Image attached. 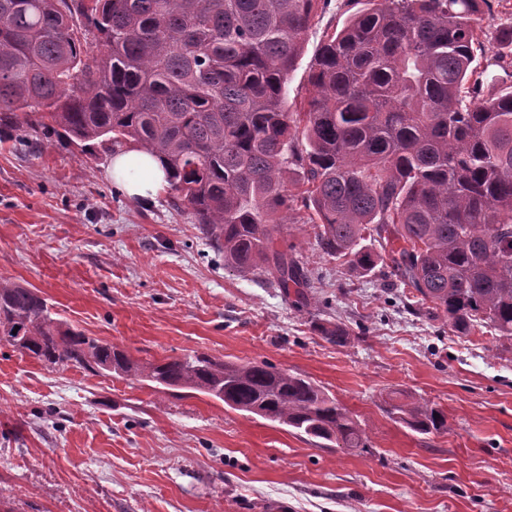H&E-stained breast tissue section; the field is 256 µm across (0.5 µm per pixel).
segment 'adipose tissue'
<instances>
[{
	"label": "adipose tissue",
	"instance_id": "adipose-tissue-1",
	"mask_svg": "<svg viewBox=\"0 0 512 512\" xmlns=\"http://www.w3.org/2000/svg\"><path fill=\"white\" fill-rule=\"evenodd\" d=\"M107 175L129 197L143 203L155 201L167 185L159 159L135 147L116 152Z\"/></svg>",
	"mask_w": 512,
	"mask_h": 512
}]
</instances>
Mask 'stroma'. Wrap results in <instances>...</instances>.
I'll use <instances>...</instances> for the list:
<instances>
[{"mask_svg": "<svg viewBox=\"0 0 512 512\" xmlns=\"http://www.w3.org/2000/svg\"><path fill=\"white\" fill-rule=\"evenodd\" d=\"M328 0L289 75L299 105L320 42L350 15ZM112 148L0 132V278L32 288L65 325L142 361L193 351L264 361L325 388L368 436L320 448L291 428L205 394L58 370L0 345V512H512V342L468 335L422 310L386 264L360 276L324 255L290 211L278 237L312 277L297 306L224 266L189 208L164 190L127 197L106 175ZM356 340L326 341L317 324ZM441 409L422 435L393 407Z\"/></svg>", "mask_w": 512, "mask_h": 512, "instance_id": "stroma-1", "label": "stroma"}]
</instances>
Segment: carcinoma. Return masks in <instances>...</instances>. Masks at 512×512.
<instances>
[{
	"instance_id": "cac0c4a2",
	"label": "carcinoma",
	"mask_w": 512,
	"mask_h": 512,
	"mask_svg": "<svg viewBox=\"0 0 512 512\" xmlns=\"http://www.w3.org/2000/svg\"><path fill=\"white\" fill-rule=\"evenodd\" d=\"M325 2L0 0V128L23 123L49 143L61 127L71 143L150 152L224 265L297 305L311 277L275 246L295 203L324 254L365 275L387 260L452 331L490 328L511 342L512 91L481 96L501 61L482 64L489 0H362L326 35L291 112L288 75ZM295 167L303 182L290 194ZM316 329L355 341L337 323ZM2 342L52 367L202 392L338 448L368 447L302 375L204 353L141 363L5 280ZM396 410L418 434L448 430L426 402Z\"/></svg>"
}]
</instances>
